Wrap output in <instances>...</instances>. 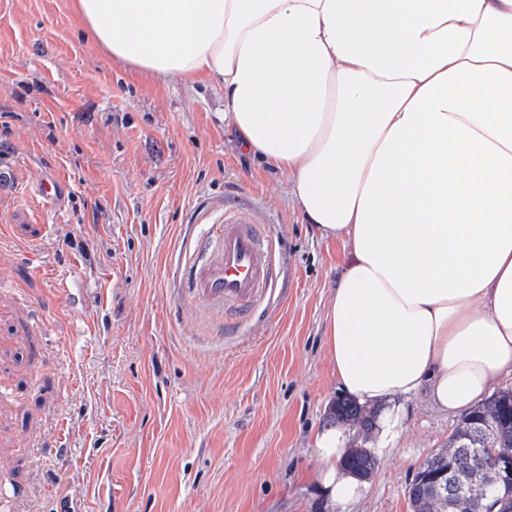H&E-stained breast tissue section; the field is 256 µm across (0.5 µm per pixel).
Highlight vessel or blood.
Listing matches in <instances>:
<instances>
[{"label": "vessel or blood", "instance_id": "b4317fda", "mask_svg": "<svg viewBox=\"0 0 512 512\" xmlns=\"http://www.w3.org/2000/svg\"><path fill=\"white\" fill-rule=\"evenodd\" d=\"M37 194L48 203L61 197L62 178L36 176ZM205 256L189 261L187 276L200 315L233 312L242 316L271 291L275 241L244 212L214 219Z\"/></svg>", "mask_w": 512, "mask_h": 512}]
</instances>
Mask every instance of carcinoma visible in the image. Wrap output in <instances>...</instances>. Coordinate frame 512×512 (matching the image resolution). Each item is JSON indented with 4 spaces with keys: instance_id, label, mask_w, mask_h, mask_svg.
I'll use <instances>...</instances> for the list:
<instances>
[{
    "instance_id": "obj_1",
    "label": "carcinoma",
    "mask_w": 512,
    "mask_h": 512,
    "mask_svg": "<svg viewBox=\"0 0 512 512\" xmlns=\"http://www.w3.org/2000/svg\"><path fill=\"white\" fill-rule=\"evenodd\" d=\"M334 416L369 435L378 410L343 399L336 403ZM504 452H512V389L489 395L456 426L447 446L419 468L407 489L413 512H483ZM376 465L368 448H352L344 458V466L362 479Z\"/></svg>"
}]
</instances>
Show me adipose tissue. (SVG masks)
Returning a JSON list of instances; mask_svg holds the SVG:
<instances>
[{"mask_svg":"<svg viewBox=\"0 0 512 512\" xmlns=\"http://www.w3.org/2000/svg\"><path fill=\"white\" fill-rule=\"evenodd\" d=\"M129 67L224 90L246 152L287 175L350 260L325 346L340 388L392 407L427 390L471 410L512 377V0H74ZM329 425L315 479L336 507L364 480Z\"/></svg>","mask_w":512,"mask_h":512,"instance_id":"obj_1","label":"adipose tissue"}]
</instances>
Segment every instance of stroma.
<instances>
[{"label":"stroma","mask_w":512,"mask_h":512,"mask_svg":"<svg viewBox=\"0 0 512 512\" xmlns=\"http://www.w3.org/2000/svg\"><path fill=\"white\" fill-rule=\"evenodd\" d=\"M72 0H0V486L13 512H335L315 432L340 399L324 346L348 258L305 223L286 175L250 157L207 83L129 71ZM67 180L60 205L34 173ZM241 208L277 241L270 304L187 331L183 270ZM78 260L55 297L38 268ZM96 333L82 336L84 317ZM393 448L342 512H412L407 487L460 422L401 399ZM64 454L46 450L58 421Z\"/></svg>","instance_id":"obj_1"}]
</instances>
